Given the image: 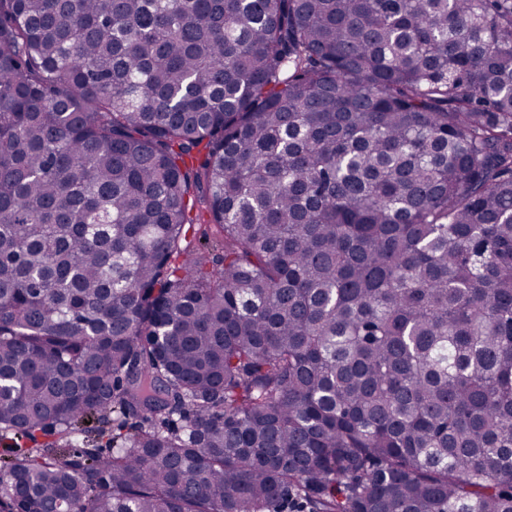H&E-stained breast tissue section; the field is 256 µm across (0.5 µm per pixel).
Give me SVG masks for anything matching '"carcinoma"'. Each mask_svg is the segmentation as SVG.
<instances>
[{
  "label": "carcinoma",
  "mask_w": 512,
  "mask_h": 512,
  "mask_svg": "<svg viewBox=\"0 0 512 512\" xmlns=\"http://www.w3.org/2000/svg\"><path fill=\"white\" fill-rule=\"evenodd\" d=\"M7 437L0 512H512V0H0Z\"/></svg>",
  "instance_id": "carcinoma-1"
}]
</instances>
